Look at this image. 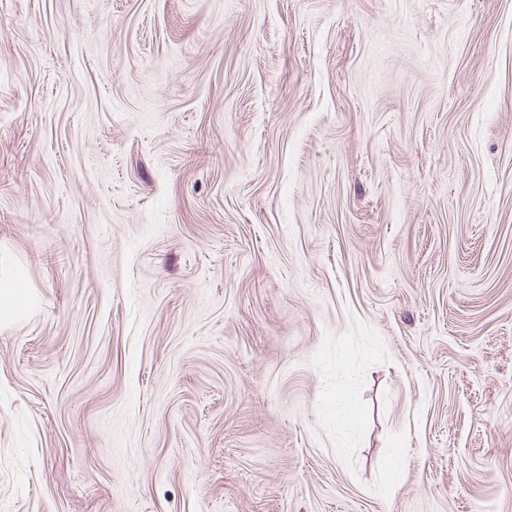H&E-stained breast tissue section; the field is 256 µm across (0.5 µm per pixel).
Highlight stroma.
<instances>
[{"instance_id": "stroma-1", "label": "stroma", "mask_w": 512, "mask_h": 512, "mask_svg": "<svg viewBox=\"0 0 512 512\" xmlns=\"http://www.w3.org/2000/svg\"><path fill=\"white\" fill-rule=\"evenodd\" d=\"M0 512H512V0H0Z\"/></svg>"}]
</instances>
